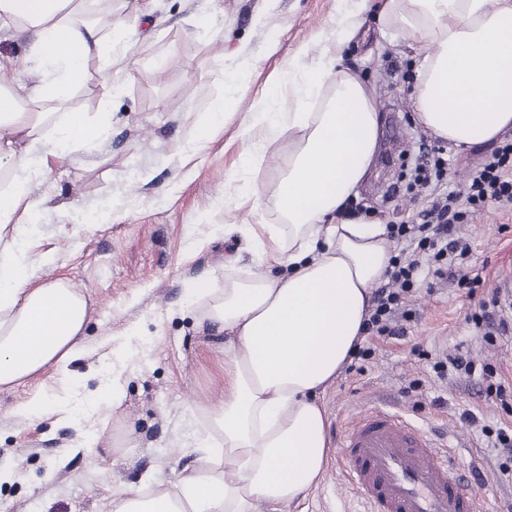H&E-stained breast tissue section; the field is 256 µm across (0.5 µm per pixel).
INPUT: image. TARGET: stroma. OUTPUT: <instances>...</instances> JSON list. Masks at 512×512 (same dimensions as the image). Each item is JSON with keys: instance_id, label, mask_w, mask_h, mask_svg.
<instances>
[{"instance_id": "obj_1", "label": "stroma", "mask_w": 512, "mask_h": 512, "mask_svg": "<svg viewBox=\"0 0 512 512\" xmlns=\"http://www.w3.org/2000/svg\"><path fill=\"white\" fill-rule=\"evenodd\" d=\"M150 54L138 56L113 94L102 61L90 59V79L70 98L84 112L110 105L112 126L100 149L79 161H54L35 194L45 203L27 232L37 281L64 279L89 298L88 353L69 366L73 392L59 407L50 377L0 389V512H104L111 493L140 484L144 475L175 480L197 452L186 447L196 419L221 400L218 364L224 336L184 313L191 286L219 272L227 254L255 258L250 229L273 222L271 208L256 211L253 184L274 188L288 160V139L267 152L262 166L247 163L255 145L238 131L260 90L287 70L307 71L332 30L338 0H129ZM27 36L0 29V58L12 60L4 81H29ZM425 50L410 41L383 38L373 19L344 48V63L373 91L380 115L379 151L392 167L374 164L353 197L379 224L415 219L424 199L387 195L405 184L406 166L420 144H433L418 124L413 89ZM249 63L241 86L221 84L216 68ZM223 98V128L200 153L190 144L208 119L212 100ZM235 225L225 235V225ZM472 264L485 281L486 297L512 271V210L489 206L460 227ZM476 296V297H477ZM474 299V298H473ZM451 280L421 287L410 305L415 317L401 339L362 340L322 401L327 433L337 439L351 415L365 406L398 407L413 424L461 439L454 456L474 478L486 512H512V480L501 478L500 457L483 426H512V410L486 394V381L463 373L438 379L431 359L462 352L496 366L512 385V330L487 344L467 322L474 302ZM138 334L126 340L125 330ZM130 343L132 362L121 379V404H112V350ZM42 395L48 413L35 420L12 408ZM343 468L330 458L320 486L293 512H358L354 490L344 487Z\"/></svg>"}]
</instances>
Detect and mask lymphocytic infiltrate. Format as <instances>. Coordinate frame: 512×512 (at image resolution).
Instances as JSON below:
<instances>
[{
	"instance_id": "obj_1",
	"label": "lymphocytic infiltrate",
	"mask_w": 512,
	"mask_h": 512,
	"mask_svg": "<svg viewBox=\"0 0 512 512\" xmlns=\"http://www.w3.org/2000/svg\"><path fill=\"white\" fill-rule=\"evenodd\" d=\"M448 164L439 146L421 145L414 159L410 188H426L441 182ZM512 205V140L503 141L492 154L469 173L464 184L446 193L432 197L419 214L415 224H393L390 236L408 241L410 252L393 257L387 271L389 286L377 288L373 308L367 320L369 336L396 338L404 335L405 322L411 321L413 311L405 304L406 296L417 286L422 266H429L434 277H456L458 287L475 291L481 287L480 276H459L471 256L467 242L456 235L467 218L468 210L483 208L486 204ZM505 304L499 292L480 301L477 310L468 317L469 323L483 333L486 342H494L497 335L506 332ZM432 369L438 378L460 372L466 375L481 374L487 382L488 395L506 399V388L497 382L498 371L490 364L476 365L467 355H448L437 359Z\"/></svg>"
}]
</instances>
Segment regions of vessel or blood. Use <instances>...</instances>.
I'll use <instances>...</instances> for the list:
<instances>
[{"mask_svg":"<svg viewBox=\"0 0 512 512\" xmlns=\"http://www.w3.org/2000/svg\"><path fill=\"white\" fill-rule=\"evenodd\" d=\"M337 455L363 512H481L480 496L443 442L395 412L362 409L338 439Z\"/></svg>","mask_w":512,"mask_h":512,"instance_id":"1","label":"vessel or blood"}]
</instances>
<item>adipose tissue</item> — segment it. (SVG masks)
Masks as SVG:
<instances>
[{
    "label": "adipose tissue",
    "mask_w": 512,
    "mask_h": 512,
    "mask_svg": "<svg viewBox=\"0 0 512 512\" xmlns=\"http://www.w3.org/2000/svg\"><path fill=\"white\" fill-rule=\"evenodd\" d=\"M92 0H0V26L31 39L34 84L0 82V389L46 373L66 375L86 353L91 308L63 280L34 283L26 226L42 206L35 187L63 157L78 160L106 138L110 112L70 109L96 57L113 90L141 50L117 40L115 13ZM336 47L294 86L283 112L269 87L240 128L243 141L288 136V166L271 199L277 221L260 225L259 256L242 270L225 261L224 285L193 289L200 319L226 337L223 400L191 447L199 455L172 486L142 481L120 489L108 512H256L287 506L324 480L329 439L319 401L365 331L371 292L386 278L392 243L384 225L338 216L367 177L380 121L366 85L343 63L340 46L366 13L380 31L422 45L413 98L418 123L457 151L512 130V0H342Z\"/></svg>",
    "instance_id": "ef3b65f1"
}]
</instances>
